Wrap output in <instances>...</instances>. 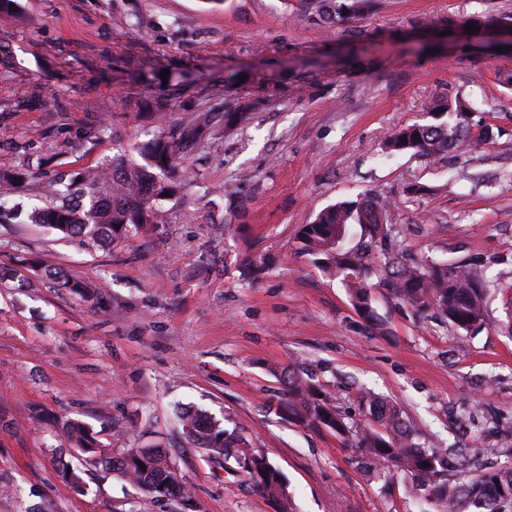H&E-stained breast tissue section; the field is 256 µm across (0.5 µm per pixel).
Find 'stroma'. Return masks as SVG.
Masks as SVG:
<instances>
[{
	"label": "stroma",
	"mask_w": 512,
	"mask_h": 512,
	"mask_svg": "<svg viewBox=\"0 0 512 512\" xmlns=\"http://www.w3.org/2000/svg\"><path fill=\"white\" fill-rule=\"evenodd\" d=\"M18 11L0 22V172L40 163L53 175L131 149L167 125L142 119L151 95L169 96L177 117L213 105L228 79L276 100L184 157L195 184L152 236L91 247L0 223V512H280L243 462L187 442L180 406L243 436L279 471L293 512H421L402 475L363 472L336 436L289 418L291 373L337 393L357 423L359 389L397 404L421 445L447 449L449 479L467 461L512 460V290L492 291L468 333L415 318L376 286L379 334L294 240L325 206L373 193L394 203L410 256L512 278V53L440 35L451 20L512 14V0H371L331 31L305 0H18ZM455 94L492 128L484 152L382 155ZM251 260L263 278H247ZM40 263L91 293L56 288ZM69 419L105 445L132 429L160 446L192 505L81 466L62 436Z\"/></svg>",
	"instance_id": "1"
}]
</instances>
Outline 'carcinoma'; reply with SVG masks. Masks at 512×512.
<instances>
[{
  "mask_svg": "<svg viewBox=\"0 0 512 512\" xmlns=\"http://www.w3.org/2000/svg\"><path fill=\"white\" fill-rule=\"evenodd\" d=\"M367 0H307L309 10L321 25L332 29L337 23L359 15ZM483 35L512 27L495 16H474ZM267 97L240 98L224 89V131L249 125L254 111L267 105ZM434 122L415 123L395 132L384 143L387 156L406 153L438 158L448 146L469 140L478 153L489 144L485 127L471 134L473 125L461 119L469 104L458 95L438 99L430 106ZM217 114L199 109L175 120L166 133L135 147L138 158L116 153L94 165L80 167L70 175L43 182L40 192L47 205L27 213L31 224H47L84 244L104 246L129 237H146L157 225L169 220L164 203L181 189L193 185L192 171L181 165L180 153L208 143ZM394 206L380 196L360 197L329 205L297 231L300 253L308 256L324 274L341 279L352 304L367 326L385 332V323L368 295L372 282L388 289L391 296L419 318L438 314L452 326L474 332L484 323L491 288L499 282L486 278L478 266L451 258L407 259L396 249ZM366 424L353 423L336 405V396L320 391L303 378L288 379V411L298 422L325 429L354 449L363 468L393 469L407 478L409 497L429 506L430 512H512V463L490 471H478L457 481L448 480L445 448H423L401 412L369 391H359ZM178 425L195 447L210 456L226 457L230 451L245 462L248 473L271 498L285 496L279 472L263 457L251 453L239 436L220 423L187 409L177 415ZM64 436L73 448H81L94 465L112 468L128 483L152 497L191 499V491L177 479L165 453L151 445H136L129 433L130 448H101L89 428L71 421Z\"/></svg>",
  "mask_w": 512,
  "mask_h": 512,
  "instance_id": "obj_1",
  "label": "carcinoma"
}]
</instances>
